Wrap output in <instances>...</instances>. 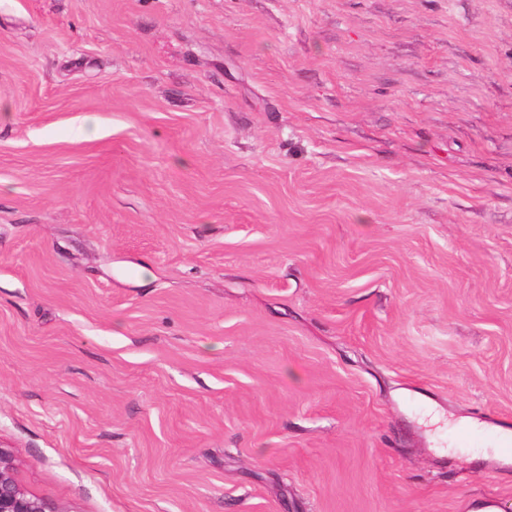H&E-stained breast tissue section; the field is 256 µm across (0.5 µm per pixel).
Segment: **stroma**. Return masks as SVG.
<instances>
[{
    "label": "stroma",
    "instance_id": "stroma-1",
    "mask_svg": "<svg viewBox=\"0 0 512 512\" xmlns=\"http://www.w3.org/2000/svg\"><path fill=\"white\" fill-rule=\"evenodd\" d=\"M512 0H0V445L59 512H512Z\"/></svg>",
    "mask_w": 512,
    "mask_h": 512
}]
</instances>
